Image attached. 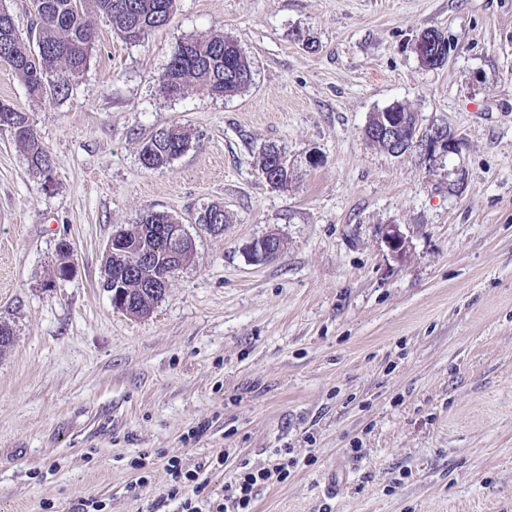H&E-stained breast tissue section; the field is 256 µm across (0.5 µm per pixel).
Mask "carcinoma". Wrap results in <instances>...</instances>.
<instances>
[{"label": "carcinoma", "mask_w": 512, "mask_h": 512, "mask_svg": "<svg viewBox=\"0 0 512 512\" xmlns=\"http://www.w3.org/2000/svg\"><path fill=\"white\" fill-rule=\"evenodd\" d=\"M32 39L41 42L44 50L33 54L31 45L10 36L9 17L0 15V60L6 61L23 81L32 97L68 95L72 82L88 67L94 47V28L88 15L105 16L115 34L124 41L136 43L149 32L167 24L176 0H38ZM252 66L234 39L224 35H200L177 43L161 76L166 96L184 95L195 90L212 99L234 97L252 82ZM0 101V126L7 129L27 153L30 167L49 177L52 164L48 153L39 144L36 132L24 113L13 106L3 108ZM189 134L179 126L157 129L146 137L141 148L142 164L148 169L168 165L183 153ZM260 168L266 182L273 188L288 190L293 174L282 153L269 149L262 154ZM213 204L196 218L198 224H225L227 217ZM176 220L161 212H149L138 223L123 228L118 235L125 238L131 256L117 261L107 256L102 287L115 283L126 285L121 304L142 316L159 300L153 288V271L136 261V255L148 251L154 265L163 271L179 270L193 254V247L169 237L167 226Z\"/></svg>", "instance_id": "cac0c4a2"}]
</instances>
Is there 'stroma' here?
I'll return each instance as SVG.
<instances>
[{
  "mask_svg": "<svg viewBox=\"0 0 512 512\" xmlns=\"http://www.w3.org/2000/svg\"><path fill=\"white\" fill-rule=\"evenodd\" d=\"M90 20L66 97L29 96L0 61V100L52 162L47 182L0 129V512H148L172 457L217 503L278 449L288 477L252 512H512V0H177L137 43ZM427 30L442 67L411 48ZM200 34L237 41L249 88L163 93L172 48ZM395 102L423 138L398 157L364 137ZM173 124L187 150L145 168L144 138ZM441 127L458 152L426 146ZM271 146L292 190L261 173ZM215 203L220 235L195 222ZM151 211L195 250L132 317L101 286L106 250ZM270 234L286 251L254 262Z\"/></svg>",
  "mask_w": 512,
  "mask_h": 512,
  "instance_id": "stroma-1",
  "label": "stroma"
}]
</instances>
